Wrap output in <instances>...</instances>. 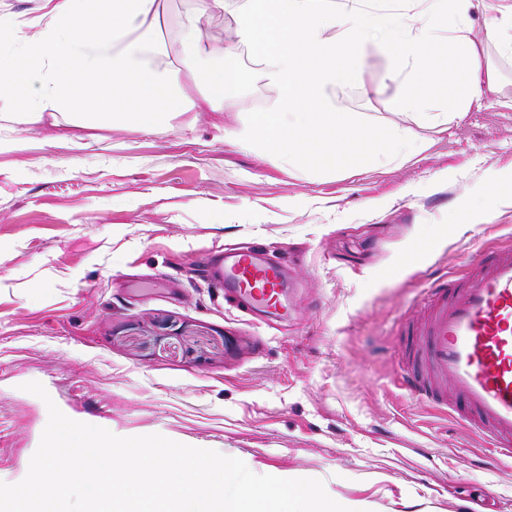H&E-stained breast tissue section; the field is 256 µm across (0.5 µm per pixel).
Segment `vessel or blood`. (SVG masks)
Instances as JSON below:
<instances>
[{
	"label": "vessel or blood",
	"instance_id": "b4317fda",
	"mask_svg": "<svg viewBox=\"0 0 512 512\" xmlns=\"http://www.w3.org/2000/svg\"><path fill=\"white\" fill-rule=\"evenodd\" d=\"M224 293L287 316L283 265L252 250L225 254L213 269ZM425 319L407 321L411 343L396 382L409 395L448 410L512 456V250L474 256L462 278L426 289Z\"/></svg>",
	"mask_w": 512,
	"mask_h": 512
}]
</instances>
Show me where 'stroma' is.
I'll list each match as a JSON object with an SVG mask.
<instances>
[{"label": "stroma", "instance_id": "35a3bbf8", "mask_svg": "<svg viewBox=\"0 0 512 512\" xmlns=\"http://www.w3.org/2000/svg\"><path fill=\"white\" fill-rule=\"evenodd\" d=\"M237 61L223 111L148 131L0 117V481L40 443L48 410L22 389L37 381L72 420L318 479L363 512H512V458L396 385L423 288L512 247V109L489 95L447 127L416 121L370 53L337 108L424 148L314 172L225 139L279 95ZM239 247L288 265L287 320L225 302L207 260Z\"/></svg>", "mask_w": 512, "mask_h": 512}]
</instances>
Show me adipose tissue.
Listing matches in <instances>:
<instances>
[{"instance_id": "1", "label": "adipose tissue", "mask_w": 512, "mask_h": 512, "mask_svg": "<svg viewBox=\"0 0 512 512\" xmlns=\"http://www.w3.org/2000/svg\"><path fill=\"white\" fill-rule=\"evenodd\" d=\"M160 0H45L37 31L21 34L0 20V113L33 116L70 109L112 125L127 118L144 129L196 107L183 79L206 69L203 101L213 112L238 92L235 57L253 50L261 77L279 98L253 114L241 142L275 146L289 162L321 171L392 162L417 146L408 132L384 140L357 137L348 113L332 94L358 84L363 52L375 46L396 83L395 109L435 126L448 123L437 99L449 96L455 112L498 91L495 69L473 38L475 0H200L181 23V51L170 55L155 37ZM214 15L234 20L224 64L206 67L202 41ZM447 31L459 66L442 82L433 59L439 31Z\"/></svg>"}]
</instances>
